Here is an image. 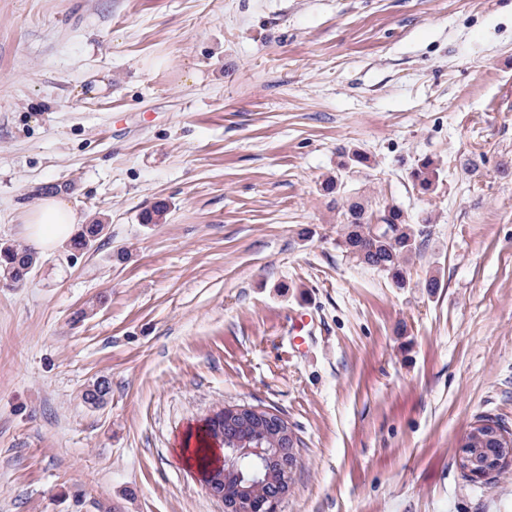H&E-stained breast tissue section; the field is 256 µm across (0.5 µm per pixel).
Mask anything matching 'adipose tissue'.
I'll use <instances>...</instances> for the list:
<instances>
[{
    "instance_id": "obj_1",
    "label": "adipose tissue",
    "mask_w": 512,
    "mask_h": 512,
    "mask_svg": "<svg viewBox=\"0 0 512 512\" xmlns=\"http://www.w3.org/2000/svg\"><path fill=\"white\" fill-rule=\"evenodd\" d=\"M76 224L71 204L64 198L50 197L42 199L28 214L26 234L37 249L53 252L65 246Z\"/></svg>"
}]
</instances>
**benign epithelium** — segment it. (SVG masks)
Returning a JSON list of instances; mask_svg holds the SVG:
<instances>
[{"instance_id": "1", "label": "benign epithelium", "mask_w": 512, "mask_h": 512, "mask_svg": "<svg viewBox=\"0 0 512 512\" xmlns=\"http://www.w3.org/2000/svg\"><path fill=\"white\" fill-rule=\"evenodd\" d=\"M238 431L270 427L277 432L281 447L232 448L220 454L204 472L203 482L209 494L224 505V512H253L252 489L256 482H274L275 494L269 499L266 512H279L287 498L292 475L298 465V438L281 414L249 405H226L212 411L202 426L216 433L212 441L224 444V426ZM512 459L510 456L479 458V451L459 448L458 464L476 479L484 478L496 465Z\"/></svg>"}]
</instances>
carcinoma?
<instances>
[{"label":"carcinoma","instance_id":"carcinoma-1","mask_svg":"<svg viewBox=\"0 0 512 512\" xmlns=\"http://www.w3.org/2000/svg\"><path fill=\"white\" fill-rule=\"evenodd\" d=\"M413 188L430 194L437 188L440 168L430 157L418 162L410 172ZM323 195L331 198L342 217L338 245L358 263L385 274L398 288L406 286L407 266L420 252L419 231L397 205L376 208L356 192L344 190L342 177H329L321 183ZM106 225L99 219L80 226L68 248L72 255L92 249L104 236ZM38 264L37 253L29 247L0 245V281L11 288H22ZM110 393L106 379L86 390L84 402L96 406Z\"/></svg>","mask_w":512,"mask_h":512}]
</instances>
